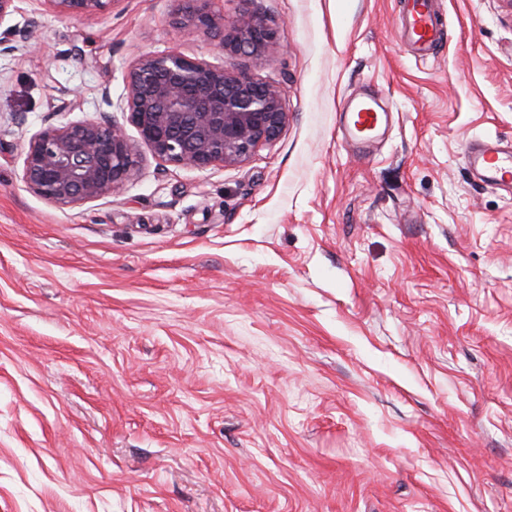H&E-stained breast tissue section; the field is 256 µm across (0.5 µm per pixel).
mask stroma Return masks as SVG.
Masks as SVG:
<instances>
[{
	"label": "stroma",
	"instance_id": "stroma-1",
	"mask_svg": "<svg viewBox=\"0 0 512 512\" xmlns=\"http://www.w3.org/2000/svg\"><path fill=\"white\" fill-rule=\"evenodd\" d=\"M217 0L278 31L255 61L171 24L174 0L57 16L0 56V512H512V193L465 164L512 143V5ZM177 50L276 84L245 162L143 151L115 195L58 206L33 133L122 107ZM81 107L52 111L61 89ZM387 114L366 151L348 100ZM402 36L421 54L433 53L442 38L432 0H403Z\"/></svg>",
	"mask_w": 512,
	"mask_h": 512
}]
</instances>
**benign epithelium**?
<instances>
[{"label":"benign epithelium","instance_id":"benign-epithelium-1","mask_svg":"<svg viewBox=\"0 0 512 512\" xmlns=\"http://www.w3.org/2000/svg\"><path fill=\"white\" fill-rule=\"evenodd\" d=\"M46 2L59 15L84 17L103 11L110 0ZM212 2L177 0L172 25L212 37L223 53L257 59L276 44V31L261 18L243 13L228 25ZM122 111L153 156L197 171L244 162L287 119L277 85L177 50L134 65ZM140 162L139 148L121 126L91 118L34 134L23 177L39 196L68 205L120 192Z\"/></svg>","mask_w":512,"mask_h":512}]
</instances>
